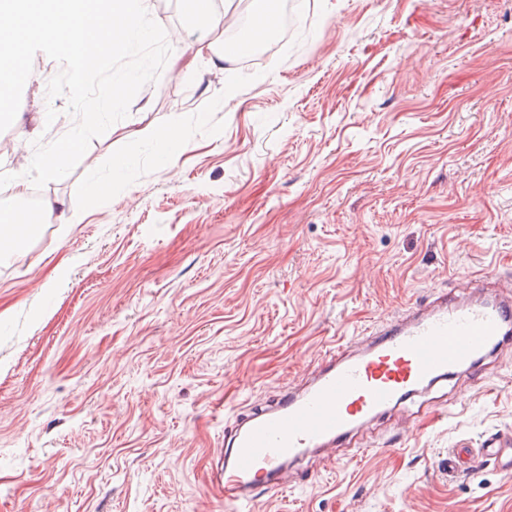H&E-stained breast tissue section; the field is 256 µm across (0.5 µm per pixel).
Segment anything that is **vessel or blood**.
Masks as SVG:
<instances>
[{
	"instance_id": "obj_1",
	"label": "vessel or blood",
	"mask_w": 512,
	"mask_h": 512,
	"mask_svg": "<svg viewBox=\"0 0 512 512\" xmlns=\"http://www.w3.org/2000/svg\"><path fill=\"white\" fill-rule=\"evenodd\" d=\"M511 334L512 296L469 288L408 307L377 327L365 347L337 349L308 385L225 433L219 477L233 512H254L259 489H287V467L307 451L352 437L380 412L482 361ZM483 451L511 480L512 437L487 438ZM471 471V449H450L449 475Z\"/></svg>"
}]
</instances>
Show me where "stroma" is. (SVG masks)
I'll use <instances>...</instances> for the list:
<instances>
[{"instance_id":"stroma-1","label":"stroma","mask_w":512,"mask_h":512,"mask_svg":"<svg viewBox=\"0 0 512 512\" xmlns=\"http://www.w3.org/2000/svg\"><path fill=\"white\" fill-rule=\"evenodd\" d=\"M153 3L193 77L143 86L40 189L82 223L0 255V512H224V435L254 404L408 305L512 277V0H301L296 34L220 66ZM60 69L35 55L0 169L75 124L46 96ZM174 122L163 166L142 133ZM500 431L512 343L307 453L258 509L512 512L493 465L444 468ZM471 448H451L448 451V475L471 474Z\"/></svg>"}]
</instances>
